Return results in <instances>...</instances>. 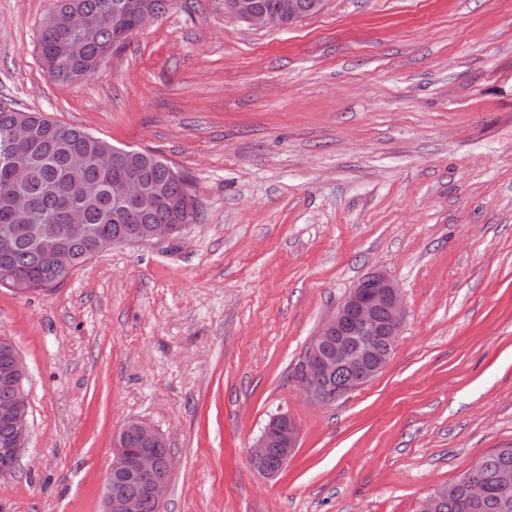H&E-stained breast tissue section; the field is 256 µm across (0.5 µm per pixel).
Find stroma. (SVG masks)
<instances>
[{
  "instance_id": "obj_1",
  "label": "stroma",
  "mask_w": 512,
  "mask_h": 512,
  "mask_svg": "<svg viewBox=\"0 0 512 512\" xmlns=\"http://www.w3.org/2000/svg\"><path fill=\"white\" fill-rule=\"evenodd\" d=\"M52 0H0V104L162 154L200 212L62 284L0 288L29 368L8 512H100L130 420L175 458L165 512H418L512 447V0H327L280 28L177 0L96 73L55 81ZM406 319L387 366L319 405L294 368L361 278ZM289 413L272 479L249 446Z\"/></svg>"
}]
</instances>
